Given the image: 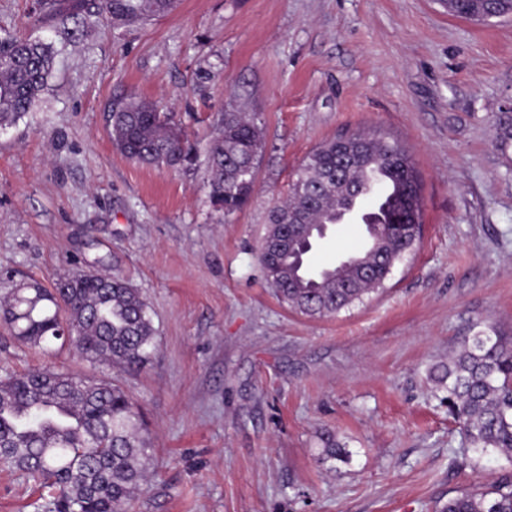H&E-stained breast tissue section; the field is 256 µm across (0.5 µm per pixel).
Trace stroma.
<instances>
[{
  "label": "stroma",
  "instance_id": "1",
  "mask_svg": "<svg viewBox=\"0 0 512 512\" xmlns=\"http://www.w3.org/2000/svg\"><path fill=\"white\" fill-rule=\"evenodd\" d=\"M0 0V35L56 50L37 108L0 130V296L83 271L146 300L157 353L140 369L48 356L0 326V377L56 367L118 384L141 408L156 474L134 512H438L512 471L463 443L432 376L472 330L512 336V16L441 0H180L127 27ZM158 102L205 150L227 106L254 116V190L224 215L204 165L144 167L112 145L113 97ZM399 141L422 236L383 288L313 319L276 300L257 254L272 207L323 142ZM333 226L314 268L360 247ZM346 462L322 457L323 435ZM38 491L0 469V512ZM448 12L462 18L484 21V5L481 0H448Z\"/></svg>",
  "mask_w": 512,
  "mask_h": 512
}]
</instances>
